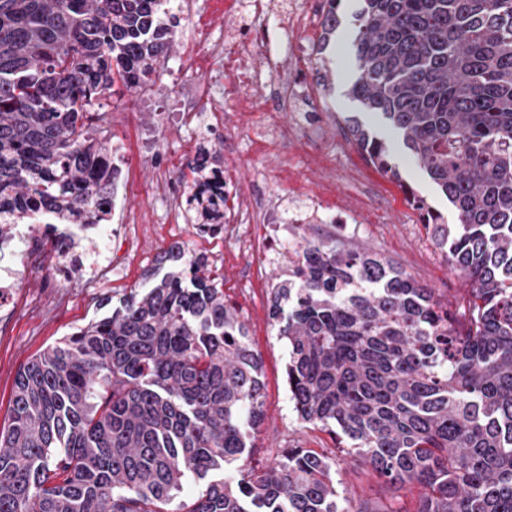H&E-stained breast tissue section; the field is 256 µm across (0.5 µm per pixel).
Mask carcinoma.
I'll list each match as a JSON object with an SVG mask.
<instances>
[{
    "instance_id": "cac0c4a2",
    "label": "carcinoma",
    "mask_w": 512,
    "mask_h": 512,
    "mask_svg": "<svg viewBox=\"0 0 512 512\" xmlns=\"http://www.w3.org/2000/svg\"><path fill=\"white\" fill-rule=\"evenodd\" d=\"M346 95L380 116L454 208L409 202L468 288L441 302L383 256L336 236L293 249L272 288L298 419L337 440L414 512H512V0H359ZM173 0H0V244L9 225L99 224L118 170L97 136L113 95L153 82ZM315 66L342 24L325 0ZM347 133L392 180L388 141ZM184 220L223 226L219 172L197 162ZM144 292L18 373L0 431V512H372L342 508L336 460L285 448L252 463L262 358L224 279L178 254ZM192 479L201 492L169 505Z\"/></svg>"
}]
</instances>
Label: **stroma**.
I'll list each match as a JSON object with an SVG mask.
<instances>
[{"instance_id":"1","label":"stroma","mask_w":512,"mask_h":512,"mask_svg":"<svg viewBox=\"0 0 512 512\" xmlns=\"http://www.w3.org/2000/svg\"><path fill=\"white\" fill-rule=\"evenodd\" d=\"M223 32L224 20L213 16L212 0H187L174 48L161 63L154 85L136 96L112 97L104 128L111 144H125L127 152L116 160L123 173L107 221L110 247L98 266L83 267L59 281L49 245L34 251L23 242L0 250V265L19 272L16 287L0 303L1 427L9 423L11 393L23 365L102 314L108 298L150 287L161 253L176 246L188 255L207 256L213 273L224 279L226 298L241 307L251 342L262 356L264 419L255 439L254 461L268 463L284 448H313L334 456L333 436L301 422L292 408L285 380L287 351L269 315L271 288L277 276L288 271V253L269 250L268 219L285 213L292 193L300 188L319 192L321 209L309 212L302 228L285 224L284 240L336 236L345 246L392 260L441 301L464 288V279L434 244L404 193L405 188H413L448 223H455L454 210L416 159L399 140H392L402 176L401 181H393L371 165L341 129L343 116L359 109L346 95L356 69L350 27L341 25L331 38L335 73L331 95H324L312 63V49L322 34L319 17H311L300 35L304 50L289 55V73L302 74L312 91L297 111H279L270 117L272 125L288 127L292 135L284 153L272 150L269 133L256 126L259 112L267 108L264 93L252 90V99L244 106L230 99L237 77L265 70L278 46L239 51L234 70L228 72L205 47L211 34ZM206 85L228 99L219 134L208 122L188 125L180 117L184 102ZM199 152L210 167L223 170L225 183L259 197L260 205L246 229L254 239L252 250L239 252L232 239L200 233L182 220L141 223L144 213H165L170 208L168 199L148 193L155 165L169 167L178 178ZM328 212L335 213V223L325 222ZM339 477L352 503L376 507L387 497L384 486L366 468L347 463Z\"/></svg>"}]
</instances>
